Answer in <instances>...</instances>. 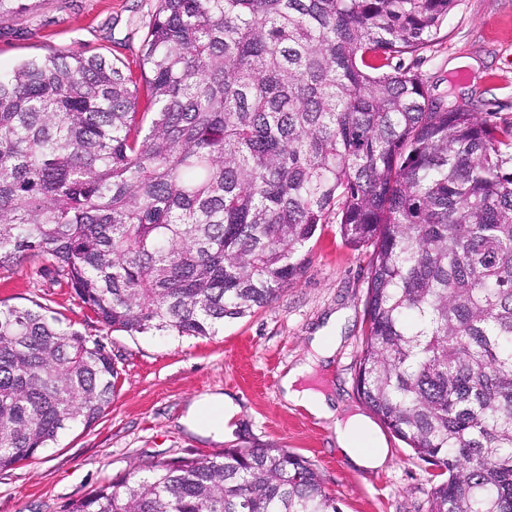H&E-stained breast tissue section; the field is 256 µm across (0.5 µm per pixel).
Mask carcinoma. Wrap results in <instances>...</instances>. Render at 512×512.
Segmentation results:
<instances>
[{
  "label": "carcinoma",
  "instance_id": "obj_1",
  "mask_svg": "<svg viewBox=\"0 0 512 512\" xmlns=\"http://www.w3.org/2000/svg\"><path fill=\"white\" fill-rule=\"evenodd\" d=\"M139 87L104 57L0 71V269L34 253L97 322L214 336L336 217L373 246L357 388L448 472L429 512H512V123L391 60L456 0H160ZM117 370L48 307H0V471L93 425ZM66 512H340L283 448L154 462Z\"/></svg>",
  "mask_w": 512,
  "mask_h": 512
}]
</instances>
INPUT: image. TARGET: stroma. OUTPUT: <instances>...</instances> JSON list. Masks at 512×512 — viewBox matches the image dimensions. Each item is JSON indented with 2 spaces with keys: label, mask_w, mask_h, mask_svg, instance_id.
<instances>
[{
  "label": "stroma",
  "mask_w": 512,
  "mask_h": 512,
  "mask_svg": "<svg viewBox=\"0 0 512 512\" xmlns=\"http://www.w3.org/2000/svg\"><path fill=\"white\" fill-rule=\"evenodd\" d=\"M158 0H31L0 14V69L56 52L104 56L138 70ZM474 69L456 71V60ZM436 94L497 124L512 122V0H457L438 40L401 57ZM369 249L347 246L337 224L319 226L300 272L252 315L228 320L218 335L130 336L101 326L71 288L38 275L41 258L0 269V304L38 302L64 324L96 337L119 372L109 408L91 427L63 430L36 459L0 471V512H65L137 467L227 448H285L309 460L342 512H428L434 466L385 430L390 458L377 471L353 466L333 428L286 402L280 378L302 361L308 338L333 312L348 313L344 339L313 386L344 408L367 412L356 377L366 331ZM222 392L239 407L223 441L202 439L180 423L191 401Z\"/></svg>",
  "instance_id": "35a3bbf8"
}]
</instances>
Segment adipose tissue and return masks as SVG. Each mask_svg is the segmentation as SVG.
Returning <instances> with one entry per match:
<instances>
[{
  "label": "adipose tissue",
  "instance_id": "1",
  "mask_svg": "<svg viewBox=\"0 0 512 512\" xmlns=\"http://www.w3.org/2000/svg\"><path fill=\"white\" fill-rule=\"evenodd\" d=\"M345 322L344 312L330 314L311 337L305 361L288 369L281 377L280 386L288 403L304 408L316 419L332 423L337 445L352 464L376 471L386 465L389 452L372 421L362 413L342 411L331 395L307 384L321 366L332 360L343 340ZM237 412L238 407L230 397L221 393L204 394L191 402L181 422L196 435L220 441L224 438L225 425Z\"/></svg>",
  "mask_w": 512,
  "mask_h": 512
}]
</instances>
